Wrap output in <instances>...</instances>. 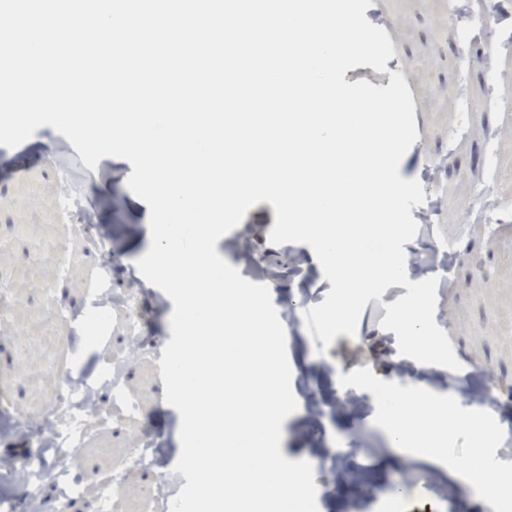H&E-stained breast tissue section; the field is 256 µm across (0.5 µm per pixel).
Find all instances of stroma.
I'll use <instances>...</instances> for the list:
<instances>
[{"mask_svg":"<svg viewBox=\"0 0 512 512\" xmlns=\"http://www.w3.org/2000/svg\"><path fill=\"white\" fill-rule=\"evenodd\" d=\"M488 15L493 23L486 27L482 21ZM365 16L384 24L394 55L385 71L360 65L348 69L344 79L385 87L398 72L411 93L418 139L399 173L421 182L425 201L411 209L421 225L404 248L424 258L425 273L439 279L434 320L461 370L417 368L399 354L395 333L380 323L386 305L406 295L401 285L368 301L356 336L337 335L326 354H318L322 342L310 337L304 313L324 301L332 284L309 245L270 243L275 210L269 202L250 208L240 226L217 241L216 251L243 278L267 284L278 314L291 316L284 330L297 409L284 427V457L308 458L335 437L353 450L346 481H336L327 467L315 471L318 512H369L371 500L384 497L393 481L402 485L401 512H423L427 506L433 512H485L474 491L441 464L426 457L402 464L389 455L388 438L374 424L371 395L339 403V377L368 367L385 381L403 386L425 381L435 393H460L465 408L488 411L505 427L495 457L512 462V0H470L468 45L454 32L457 18L448 0H372ZM493 49L507 79L491 88L480 61ZM61 140L43 126L19 148L0 146V282L9 284L16 298L9 329L0 333V462L52 463L51 449L18 422L42 419L59 404L63 375L99 388L101 407L111 408L100 374L107 371L109 357L126 354L128 336L120 315L96 321L95 300L104 289L116 297L136 295L143 323L140 354L127 364L124 384L138 414L93 432L65 465L91 483L105 473L121 474L116 496L127 512H144L159 479H166L169 496L182 488L173 471L180 454V415L164 401L159 365L174 305L136 267L150 247L149 207L129 199L131 164L105 157L89 169L74 151L57 153ZM64 167L95 210L98 221L88 231L62 208ZM488 186L501 195L491 222H451V215L466 211ZM101 237L111 241V252L98 249ZM246 238L267 276L240 263L239 245ZM90 333L96 336L91 343ZM487 370L494 390L473 401ZM145 436L159 443L161 458L131 467V445Z\"/></svg>","mask_w":512,"mask_h":512,"instance_id":"obj_1","label":"stroma"}]
</instances>
